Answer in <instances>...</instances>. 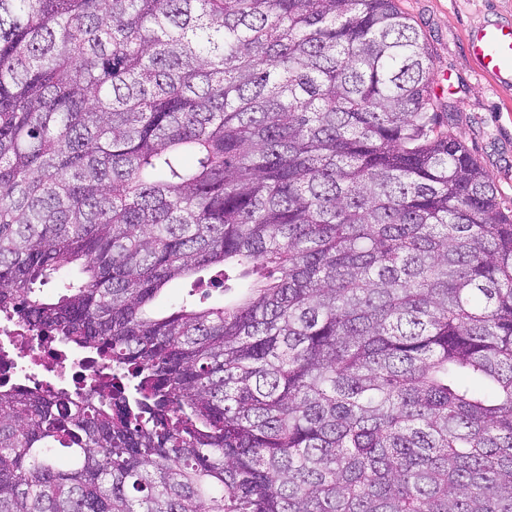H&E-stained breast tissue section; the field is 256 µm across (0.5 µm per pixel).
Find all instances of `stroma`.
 Returning <instances> with one entry per match:
<instances>
[{
  "mask_svg": "<svg viewBox=\"0 0 512 512\" xmlns=\"http://www.w3.org/2000/svg\"><path fill=\"white\" fill-rule=\"evenodd\" d=\"M425 37L433 66L432 91L451 106L448 131L476 157L512 211V86L484 76L468 50L470 33L491 21L512 20V0H399Z\"/></svg>",
  "mask_w": 512,
  "mask_h": 512,
  "instance_id": "stroma-1",
  "label": "stroma"
}]
</instances>
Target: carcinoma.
Returning a JSON list of instances; mask_svg holds the SVG:
<instances>
[{
	"label": "carcinoma",
	"instance_id": "obj_1",
	"mask_svg": "<svg viewBox=\"0 0 512 512\" xmlns=\"http://www.w3.org/2000/svg\"><path fill=\"white\" fill-rule=\"evenodd\" d=\"M432 81L397 0H0V317L112 367L0 390V512H512V215Z\"/></svg>",
	"mask_w": 512,
	"mask_h": 512
}]
</instances>
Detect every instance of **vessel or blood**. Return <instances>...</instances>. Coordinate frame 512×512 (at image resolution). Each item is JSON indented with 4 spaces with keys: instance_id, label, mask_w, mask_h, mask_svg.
Returning <instances> with one entry per match:
<instances>
[{
    "instance_id": "obj_1",
    "label": "vessel or blood",
    "mask_w": 512,
    "mask_h": 512,
    "mask_svg": "<svg viewBox=\"0 0 512 512\" xmlns=\"http://www.w3.org/2000/svg\"><path fill=\"white\" fill-rule=\"evenodd\" d=\"M469 50L488 76L502 84L512 82L511 25L484 24L472 35Z\"/></svg>"
}]
</instances>
